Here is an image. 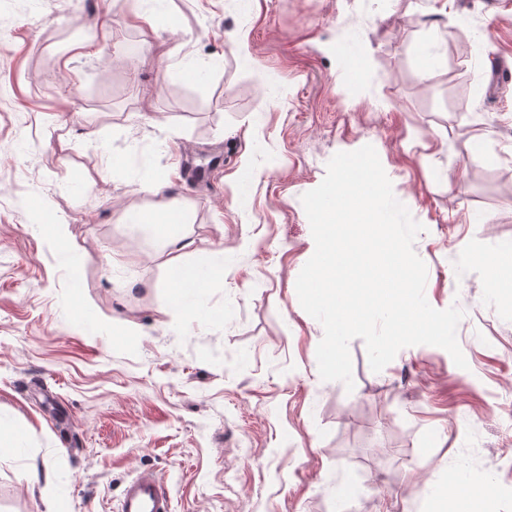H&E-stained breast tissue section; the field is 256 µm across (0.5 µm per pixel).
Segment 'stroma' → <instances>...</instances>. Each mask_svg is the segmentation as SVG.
Returning a JSON list of instances; mask_svg holds the SVG:
<instances>
[{"mask_svg":"<svg viewBox=\"0 0 512 512\" xmlns=\"http://www.w3.org/2000/svg\"><path fill=\"white\" fill-rule=\"evenodd\" d=\"M495 60L512 0H0V512H115L143 470L174 512H437L452 473L512 512V292L476 261L512 246ZM367 144L468 366L376 373L356 338L349 391L296 293L301 197ZM164 202L182 244L130 218ZM175 257L218 271L182 297Z\"/></svg>","mask_w":512,"mask_h":512,"instance_id":"stroma-1","label":"stroma"}]
</instances>
